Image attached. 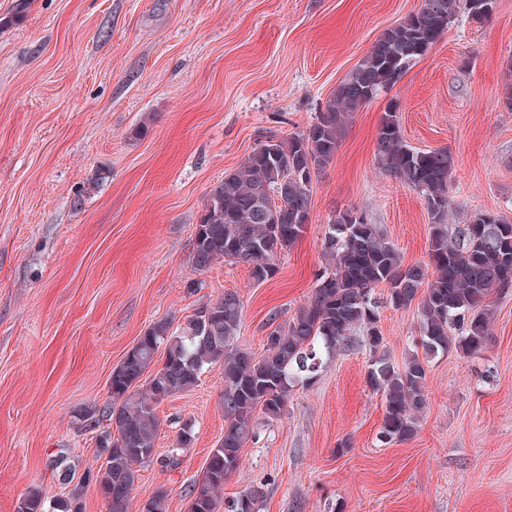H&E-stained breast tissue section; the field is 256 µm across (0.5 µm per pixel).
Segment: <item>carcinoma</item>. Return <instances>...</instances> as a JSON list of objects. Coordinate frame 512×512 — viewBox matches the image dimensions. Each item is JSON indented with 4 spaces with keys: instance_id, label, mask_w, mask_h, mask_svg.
I'll list each match as a JSON object with an SVG mask.
<instances>
[{
    "instance_id": "1",
    "label": "carcinoma",
    "mask_w": 512,
    "mask_h": 512,
    "mask_svg": "<svg viewBox=\"0 0 512 512\" xmlns=\"http://www.w3.org/2000/svg\"><path fill=\"white\" fill-rule=\"evenodd\" d=\"M494 0H424L404 21L388 28L352 73L330 94L306 131L255 148L243 164L212 189L204 222L196 225L192 260L199 271L224 261L248 266L263 283L277 272L278 254L288 250L310 220L312 174L336 154L341 127L348 117L391 88L400 76L445 33L458 13L475 21L486 18ZM398 107H387L378 125L380 168L424 197L432 226L429 262L403 266L396 246L380 225L343 213L325 236L333 264L317 278L314 294L283 326L266 337L257 358L234 341L241 326L239 297L227 292L209 304L208 316L192 317L172 328L160 319L112 369L110 400L97 409L96 447L107 456L85 473L64 498L44 499L29 491L17 512H83V483L93 482L110 512H129L138 468L154 461L159 429L157 406L195 387L204 369L224 370V436L211 450L201 478L188 486V512H218L224 482L239 467L245 444L257 436L256 412L281 416L297 382L310 384L322 358L353 343L363 333L371 363L367 383L382 396L384 415L377 440L407 441L417 432L418 416L428 400L426 365L417 357L400 366L379 354L383 336L379 308L421 307V342L427 353L454 349L467 355L487 345L493 324L491 299L512 289V221L498 214L476 213L467 224L449 228L448 179L455 169L445 149L420 151L402 136ZM387 288L383 297L376 290ZM163 350L164 362L155 363ZM193 435L184 423L179 448L163 459L180 464L178 450ZM265 489L254 486L224 503V512H258Z\"/></svg>"
}]
</instances>
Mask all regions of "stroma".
Instances as JSON below:
<instances>
[{
  "label": "stroma",
  "mask_w": 512,
  "mask_h": 512,
  "mask_svg": "<svg viewBox=\"0 0 512 512\" xmlns=\"http://www.w3.org/2000/svg\"><path fill=\"white\" fill-rule=\"evenodd\" d=\"M423 0H0V512L31 489L68 492L96 466L81 411L109 399L113 367L153 322L184 326L224 293L241 301L236 346L262 355L331 265L328 224L350 210L380 225L404 264L428 262L431 219L418 191L377 163V130L396 105L417 150L455 158L449 221L475 212L512 220V0L482 23L458 14L391 89L355 112L311 187V221L255 283L246 265L192 262L206 197L268 139L305 131L387 28ZM492 335L475 355L426 354L418 306L381 308L382 352L427 366L417 434L379 444L384 413L364 347L324 361L296 386L224 483L255 485L259 512H512V291L493 302ZM158 459L140 467L142 506L166 512L224 434V373L159 404ZM194 438L177 468L162 459L184 422ZM351 446L338 451L342 439Z\"/></svg>",
  "instance_id": "1"
}]
</instances>
